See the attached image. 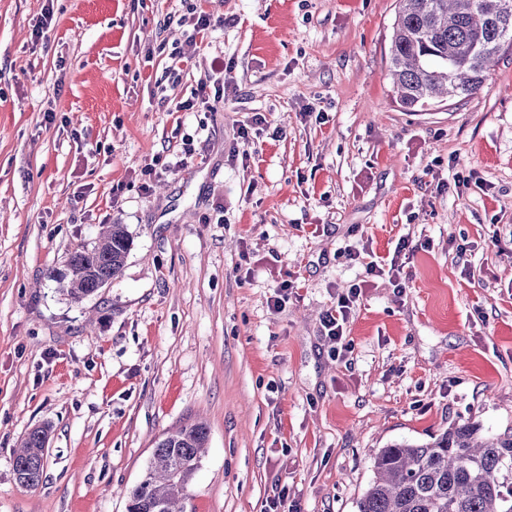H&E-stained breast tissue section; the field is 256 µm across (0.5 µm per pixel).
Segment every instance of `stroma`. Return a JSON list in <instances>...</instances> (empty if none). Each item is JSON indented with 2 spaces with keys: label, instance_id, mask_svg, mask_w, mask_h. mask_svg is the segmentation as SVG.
Here are the masks:
<instances>
[{
  "label": "stroma",
  "instance_id": "1",
  "mask_svg": "<svg viewBox=\"0 0 512 512\" xmlns=\"http://www.w3.org/2000/svg\"><path fill=\"white\" fill-rule=\"evenodd\" d=\"M46 1L0 0V512H126L157 441L196 421L184 512L281 491L356 512L372 449L512 430V46L477 94L409 112L397 0H50L38 39ZM194 8L224 25L186 59ZM219 67L223 104L176 111ZM185 137L187 164L144 183ZM107 224L125 266L70 302L46 272ZM402 238L401 289L348 255ZM358 282L339 353L322 316ZM38 427L29 488L14 451ZM47 433L36 428L31 430L22 441L14 457L16 481L26 487L37 486L44 471V449Z\"/></svg>",
  "mask_w": 512,
  "mask_h": 512
}]
</instances>
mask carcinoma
Masks as SVG:
<instances>
[{"instance_id":"obj_1","label":"carcinoma","mask_w":512,"mask_h":512,"mask_svg":"<svg viewBox=\"0 0 512 512\" xmlns=\"http://www.w3.org/2000/svg\"><path fill=\"white\" fill-rule=\"evenodd\" d=\"M501 0H398L389 72L400 105L418 111L483 86L504 46H512V10ZM132 240L124 224L107 225L90 249L47 277L74 302L117 278ZM47 433L36 428L14 457L16 481L38 485ZM208 441L205 423L180 425L158 442L141 481L126 491L127 512H182L185 491ZM374 477L357 512H512V432L480 433L456 424L424 443L399 441L373 457Z\"/></svg>"}]
</instances>
